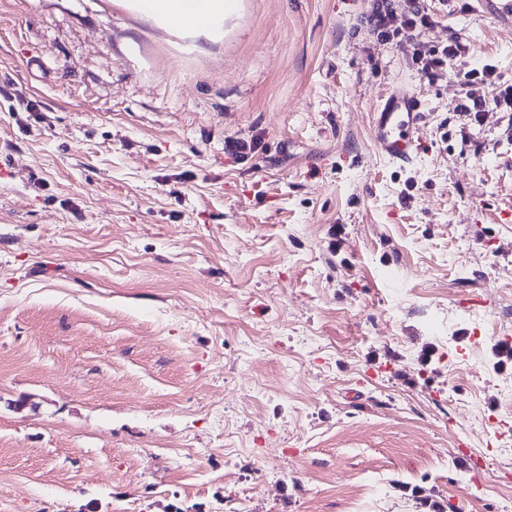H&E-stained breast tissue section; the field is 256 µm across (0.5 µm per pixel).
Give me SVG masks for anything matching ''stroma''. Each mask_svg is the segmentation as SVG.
I'll list each match as a JSON object with an SVG mask.
<instances>
[{
    "instance_id": "obj_1",
    "label": "stroma",
    "mask_w": 512,
    "mask_h": 512,
    "mask_svg": "<svg viewBox=\"0 0 512 512\" xmlns=\"http://www.w3.org/2000/svg\"><path fill=\"white\" fill-rule=\"evenodd\" d=\"M423 5L381 41L368 0H228L207 37L0 0V512H512L457 431L512 425V108L459 78L512 85V20ZM467 52V45L458 37L448 38V44L439 48H416L414 61L422 65V69L436 76L445 70L448 59L462 57ZM375 114L374 143L378 152L390 162L411 164L423 119L420 98L406 86H394L381 99Z\"/></svg>"
}]
</instances>
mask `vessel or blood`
I'll list each match as a JSON object with an SVG mask.
<instances>
[{"instance_id": "vessel-or-blood-1", "label": "vessel or blood", "mask_w": 512, "mask_h": 512, "mask_svg": "<svg viewBox=\"0 0 512 512\" xmlns=\"http://www.w3.org/2000/svg\"><path fill=\"white\" fill-rule=\"evenodd\" d=\"M375 114L374 143L378 152L393 163H412L423 119L420 98L406 86H394L382 98Z\"/></svg>"}]
</instances>
